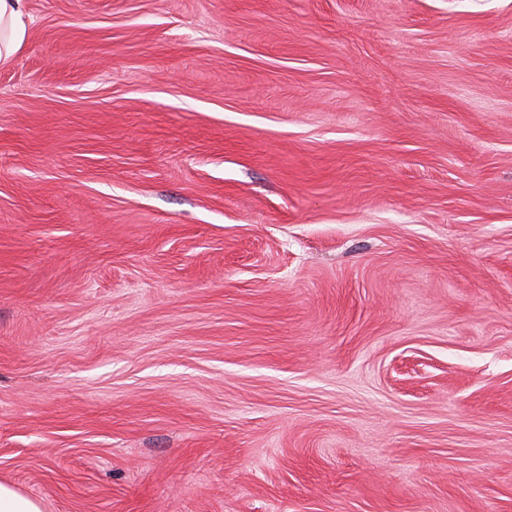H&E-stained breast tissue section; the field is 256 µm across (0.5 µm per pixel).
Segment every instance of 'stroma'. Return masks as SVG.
Listing matches in <instances>:
<instances>
[{
	"label": "stroma",
	"instance_id": "obj_1",
	"mask_svg": "<svg viewBox=\"0 0 512 512\" xmlns=\"http://www.w3.org/2000/svg\"><path fill=\"white\" fill-rule=\"evenodd\" d=\"M26 13L0 483L41 512H512V0Z\"/></svg>",
	"mask_w": 512,
	"mask_h": 512
}]
</instances>
